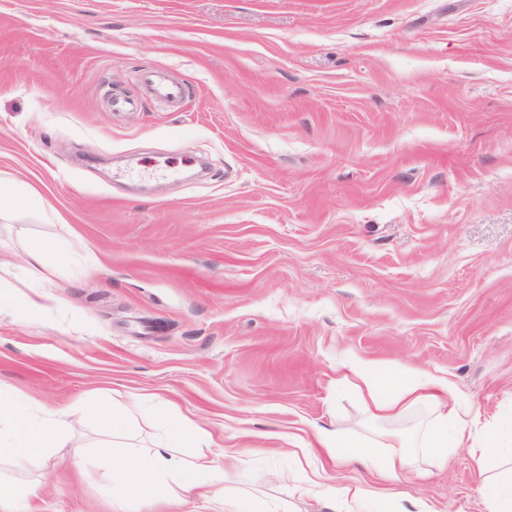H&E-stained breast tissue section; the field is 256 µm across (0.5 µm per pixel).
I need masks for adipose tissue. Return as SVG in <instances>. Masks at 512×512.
Here are the masks:
<instances>
[{
	"mask_svg": "<svg viewBox=\"0 0 512 512\" xmlns=\"http://www.w3.org/2000/svg\"><path fill=\"white\" fill-rule=\"evenodd\" d=\"M343 378L354 383L372 418L388 421L420 410L426 420L414 431L388 429L373 438L355 439L341 430H317L316 443L327 454L375 467L396 479L411 469L417 453L427 454L443 469L449 454L464 444L470 413L459 405L456 389L447 379L415 369L397 371L368 363L351 364ZM162 416L161 451L114 455L105 441L112 433L113 419L108 416L101 424L102 440L73 449L74 465L80 467L88 458H95L103 482L119 484V501L124 505L135 498L182 501L199 496L205 499L209 512H277L274 503L258 495L215 491V484L224 479V468L208 456H199L190 465L167 456L170 448L201 447L206 433L175 407L165 406ZM73 417L72 411L46 408L33 415L30 406L0 389V461L44 457L48 449L59 447L60 431ZM478 446L480 451L472 461L484 489L483 512H512V467L494 477L488 474L490 461L512 460V448H502L499 437L491 431Z\"/></svg>",
	"mask_w": 512,
	"mask_h": 512,
	"instance_id": "ef3b65f1",
	"label": "adipose tissue"
}]
</instances>
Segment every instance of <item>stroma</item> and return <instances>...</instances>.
Wrapping results in <instances>:
<instances>
[{
  "label": "stroma",
  "mask_w": 512,
  "mask_h": 512,
  "mask_svg": "<svg viewBox=\"0 0 512 512\" xmlns=\"http://www.w3.org/2000/svg\"><path fill=\"white\" fill-rule=\"evenodd\" d=\"M0 178L49 204L0 218V291L42 307L0 315V387L33 407L174 405L284 512H351L293 454L383 430L346 362L445 377L512 448V0H0ZM62 239L35 287L18 256ZM472 455L322 464L371 512H482ZM41 475L32 512H113L65 450L0 463Z\"/></svg>",
  "instance_id": "stroma-1"
}]
</instances>
